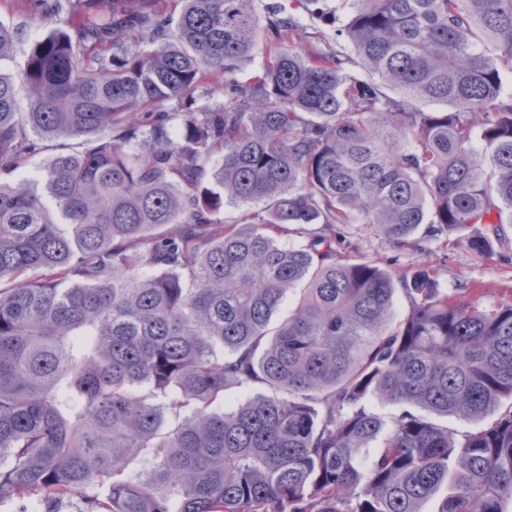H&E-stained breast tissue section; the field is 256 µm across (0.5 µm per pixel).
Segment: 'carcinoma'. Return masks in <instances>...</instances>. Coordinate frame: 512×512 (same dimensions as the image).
I'll use <instances>...</instances> for the list:
<instances>
[{"label":"carcinoma","instance_id":"1","mask_svg":"<svg viewBox=\"0 0 512 512\" xmlns=\"http://www.w3.org/2000/svg\"><path fill=\"white\" fill-rule=\"evenodd\" d=\"M26 3L65 29L17 79L21 29L0 22V176L63 138L95 145L60 147L41 193L0 181V496L422 512L448 483L438 512H506L512 300L342 244L348 224L396 250L468 224L476 258L509 244L512 0H352L349 53L291 17L262 25L257 0H178L176 18L161 0ZM218 78L223 101L196 105ZM230 384L264 391L218 411ZM370 398L407 409L386 422ZM431 414L496 419L460 435Z\"/></svg>","mask_w":512,"mask_h":512}]
</instances>
